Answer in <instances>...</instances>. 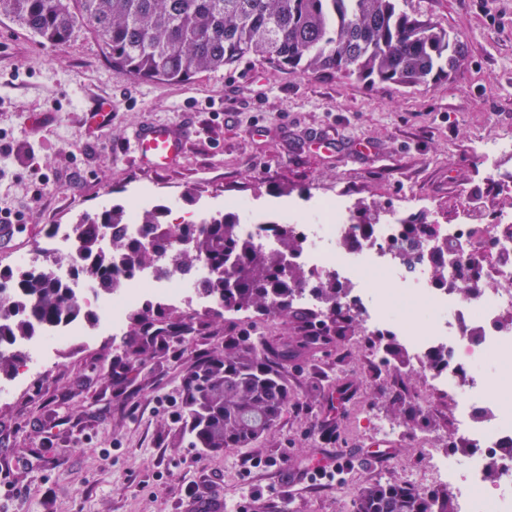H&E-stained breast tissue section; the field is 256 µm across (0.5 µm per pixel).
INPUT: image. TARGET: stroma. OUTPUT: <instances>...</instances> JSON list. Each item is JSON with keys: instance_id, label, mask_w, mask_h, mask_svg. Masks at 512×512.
Listing matches in <instances>:
<instances>
[{"instance_id": "obj_1", "label": "stroma", "mask_w": 512, "mask_h": 512, "mask_svg": "<svg viewBox=\"0 0 512 512\" xmlns=\"http://www.w3.org/2000/svg\"><path fill=\"white\" fill-rule=\"evenodd\" d=\"M408 6L464 34L454 79L370 88L250 58L184 83L147 82L115 73L86 30L51 45L0 17V209L17 217L12 241L0 244V269L60 226L115 205L226 213L242 200L257 212L290 207L302 219L327 195H345L355 210H390L411 190L412 218L449 222L472 194L490 222L512 198L485 172L512 179V155L488 163L474 147L512 134V0ZM106 100L112 110L96 122L91 108ZM186 123L195 133L171 167L133 159L137 129ZM152 309L157 326L179 316L189 331L158 337L136 365L128 343L73 339L49 371L0 401V512H200L209 502L221 512H352L362 485L433 488L432 455L472 452L453 439V405L416 361L377 366L384 343L364 330L351 336L327 324L326 344L309 353L299 343L319 324L309 311L286 321L163 301ZM243 333L292 350L286 410L250 447H185L167 400L179 399L196 359ZM398 391L425 423L400 424L384 446L370 419H389ZM325 455L345 461V477L305 480Z\"/></svg>"}]
</instances>
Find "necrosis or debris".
Listing matches in <instances>:
<instances>
[{"mask_svg":"<svg viewBox=\"0 0 512 512\" xmlns=\"http://www.w3.org/2000/svg\"><path fill=\"white\" fill-rule=\"evenodd\" d=\"M476 202L464 197L453 223L437 224L434 236L422 251L436 245L447 248L440 272L430 263L407 262V216L391 210L375 224H356L343 195L320 200L318 221L293 226L301 242L295 257L316 276H333L348 292L339 299L351 310L368 334L397 336L412 351L417 366L427 372L431 386L448 396L454 406L453 434L474 447V454L460 460L437 455L432 460L436 479L447 488L457 512H512V210L495 215L493 223L476 224ZM290 222L289 215L268 212L249 215L242 234L260 249H275L277 226ZM75 237L67 229L60 239L38 242L22 253L17 264L35 269L55 263L67 274ZM491 250L494 269H483V278H495L497 289L475 294L460 290L463 265L474 253ZM194 276L180 271L177 252H170L160 270L138 272L122 282L105 302L91 289L80 288L82 303H101L103 318L90 326L74 320L15 342L28 357L16 380L0 384V398L12 397L21 379L44 372L54 348L71 339L98 331L121 342L128 312L152 299L189 308L196 307ZM446 352V365L432 367L430 357Z\"/></svg>","mask_w":512,"mask_h":512,"instance_id":"obj_1","label":"necrosis or debris"}]
</instances>
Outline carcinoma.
<instances>
[{
  "instance_id": "cac0c4a2",
  "label": "carcinoma",
  "mask_w": 512,
  "mask_h": 512,
  "mask_svg": "<svg viewBox=\"0 0 512 512\" xmlns=\"http://www.w3.org/2000/svg\"><path fill=\"white\" fill-rule=\"evenodd\" d=\"M5 16L41 40L69 41L79 29L92 33L112 62V70L142 81L184 82L218 72L246 58L305 72L356 77L373 87L426 85L451 79L466 55L463 35L402 7V0H0ZM168 210L156 206L137 215L141 237H130V214L117 206L86 215L76 227L79 261L71 275L109 295L117 275L152 266L177 238L193 247L179 254L190 275L201 261L212 273L194 281L195 293L217 297L229 312L250 309L287 317L298 314L292 296L310 285L342 330L360 327L356 315L337 308L344 292L330 277L311 281L296 265L283 274L288 256L300 248L286 227L277 229L279 248L264 251L239 234L234 213L210 217L207 227L170 224ZM408 241L417 250L424 220L408 221ZM16 291L26 306L1 302ZM96 313L72 299L55 265L38 271L0 272V349L38 325ZM139 342L147 347L145 326L154 324L150 306L132 312ZM289 352L250 335L231 336L224 352L198 358L185 374L177 419L188 446L205 452L246 448L269 431L288 404ZM21 353H0V377L15 373ZM353 512H450L448 490H420L404 482L361 487Z\"/></svg>"
}]
</instances>
